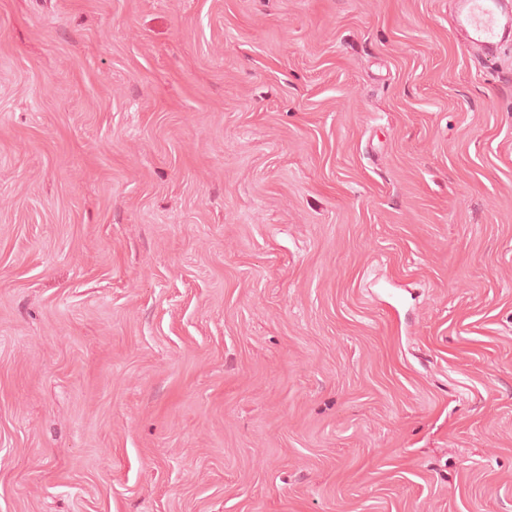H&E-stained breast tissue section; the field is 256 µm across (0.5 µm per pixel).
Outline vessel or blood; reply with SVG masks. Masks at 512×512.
Returning a JSON list of instances; mask_svg holds the SVG:
<instances>
[{
	"instance_id": "obj_1",
	"label": "vessel or blood",
	"mask_w": 512,
	"mask_h": 512,
	"mask_svg": "<svg viewBox=\"0 0 512 512\" xmlns=\"http://www.w3.org/2000/svg\"><path fill=\"white\" fill-rule=\"evenodd\" d=\"M454 22L467 52L481 60L496 57L512 39V5L507 0H454Z\"/></svg>"
}]
</instances>
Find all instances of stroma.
<instances>
[{"label":"stroma","mask_w":512,"mask_h":512,"mask_svg":"<svg viewBox=\"0 0 512 512\" xmlns=\"http://www.w3.org/2000/svg\"><path fill=\"white\" fill-rule=\"evenodd\" d=\"M453 0H0V512H512V45ZM454 22L467 52L477 59L496 58L512 37V10L506 0H455Z\"/></svg>","instance_id":"35a3bbf8"}]
</instances>
